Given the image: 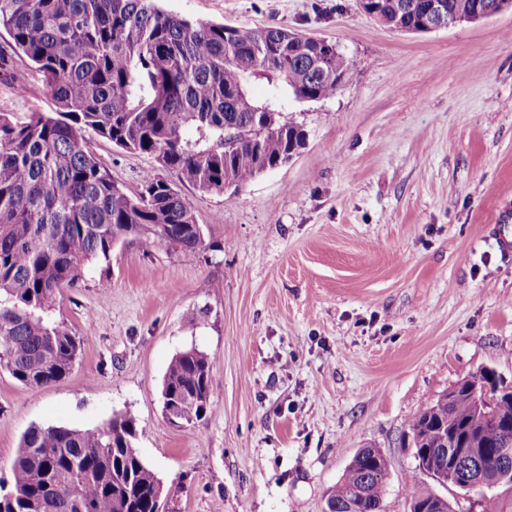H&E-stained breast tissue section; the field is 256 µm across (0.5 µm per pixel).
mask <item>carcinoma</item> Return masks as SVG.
Masks as SVG:
<instances>
[{"instance_id":"obj_1","label":"carcinoma","mask_w":512,"mask_h":512,"mask_svg":"<svg viewBox=\"0 0 512 512\" xmlns=\"http://www.w3.org/2000/svg\"><path fill=\"white\" fill-rule=\"evenodd\" d=\"M162 0H0V30L13 54L42 75L36 110L14 123L0 114V369L32 391L72 370L81 342L52 318L62 289L128 238L183 252L204 243L190 203L166 179L143 174L129 195L90 148L87 134L154 157L183 184L238 192L304 145L305 130L281 120L288 101L332 97L351 70L336 45L313 46L283 28L190 19ZM420 0H368L365 8L419 18ZM271 93L255 99L251 84ZM195 129L197 137L188 136ZM212 360L192 347L163 379V400L181 408L172 425L192 429L210 403ZM490 368L456 384L409 422L411 480L461 483L457 459L476 453L494 486L483 512H512V393ZM477 434L478 448L466 445ZM128 415L94 429L33 425L20 440L0 512H155L163 485L140 458ZM456 441L453 446L450 441ZM385 455L360 450L329 501L340 512H382Z\"/></svg>"}]
</instances>
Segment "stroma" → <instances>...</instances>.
<instances>
[{"label": "stroma", "instance_id": "35a3bbf8", "mask_svg": "<svg viewBox=\"0 0 512 512\" xmlns=\"http://www.w3.org/2000/svg\"><path fill=\"white\" fill-rule=\"evenodd\" d=\"M189 18L338 44L334 97L295 102L305 146L238 194L178 183L154 157L90 147L128 194L177 182L205 243L114 245L53 312L80 338L62 380L0 370V485L31 425L132 416L165 512H327L354 455L387 459L383 512H409L410 419L490 367L512 382V11L430 33L389 30L360 0H165ZM208 354L192 430L162 413L169 363Z\"/></svg>", "mask_w": 512, "mask_h": 512}]
</instances>
